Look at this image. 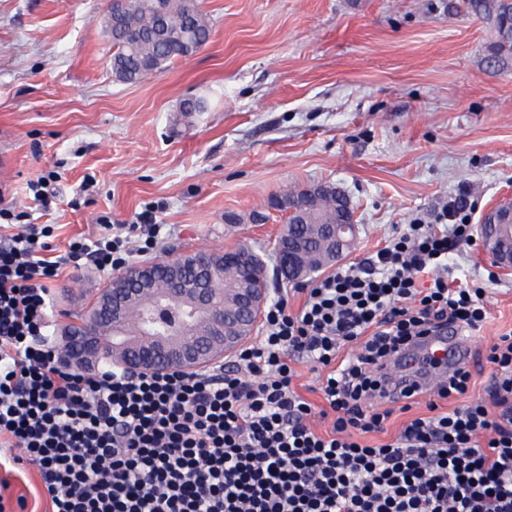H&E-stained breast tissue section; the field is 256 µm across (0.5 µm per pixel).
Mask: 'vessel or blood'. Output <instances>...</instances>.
<instances>
[{
    "mask_svg": "<svg viewBox=\"0 0 512 512\" xmlns=\"http://www.w3.org/2000/svg\"><path fill=\"white\" fill-rule=\"evenodd\" d=\"M472 339L459 329H448L433 336H427L415 346L401 351L397 357V365L392 374L395 378L405 381L407 388L420 391L434 382L437 374L449 373L466 359ZM438 358V371L423 369V359Z\"/></svg>",
    "mask_w": 512,
    "mask_h": 512,
    "instance_id": "obj_1",
    "label": "vessel or blood"
}]
</instances>
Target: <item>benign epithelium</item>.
Instances as JSON below:
<instances>
[{"instance_id": "1", "label": "benign epithelium", "mask_w": 512, "mask_h": 512, "mask_svg": "<svg viewBox=\"0 0 512 512\" xmlns=\"http://www.w3.org/2000/svg\"><path fill=\"white\" fill-rule=\"evenodd\" d=\"M512 231V207L486 214L480 224L482 244L492 263L512 269V249H505L487 235L488 228ZM325 234L334 251L340 254L355 242L357 224L348 219L326 225ZM208 251H199L194 261L195 283L173 280L158 287L155 271L178 272L177 264L154 261L131 267L126 278L109 283L98 297L97 313L82 336L62 330L65 345L63 363L72 369L88 370L107 357L103 330L120 324L130 326L121 337V367L132 373H195L238 351L248 340L264 312L269 289L263 287L265 272L256 269L247 282L232 289L229 300L214 301L216 272L207 260ZM308 255L294 236L278 246V268L288 280H300ZM250 264L243 252L224 254V274L239 278Z\"/></svg>"}]
</instances>
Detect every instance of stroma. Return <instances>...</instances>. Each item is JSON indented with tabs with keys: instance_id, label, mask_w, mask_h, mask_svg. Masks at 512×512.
<instances>
[{
	"instance_id": "stroma-1",
	"label": "stroma",
	"mask_w": 512,
	"mask_h": 512,
	"mask_svg": "<svg viewBox=\"0 0 512 512\" xmlns=\"http://www.w3.org/2000/svg\"><path fill=\"white\" fill-rule=\"evenodd\" d=\"M209 43L135 84L114 81L109 0H0V208L55 225L64 252L154 208L171 231L133 262L245 244L269 255L287 221L272 197L330 182L359 224V262L457 194L472 222L512 198V57L496 56L490 10L467 0H200ZM204 112L183 120L187 99ZM55 173L42 207L29 189ZM267 215L264 223L252 212ZM108 275L64 269L49 334L93 303ZM468 355L473 394L487 347L512 330V270L490 286ZM12 512H48L33 466L0 470Z\"/></svg>"
}]
</instances>
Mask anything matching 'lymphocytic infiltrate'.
<instances>
[{"instance_id":"1","label":"lymphocytic infiltrate","mask_w":512,"mask_h":512,"mask_svg":"<svg viewBox=\"0 0 512 512\" xmlns=\"http://www.w3.org/2000/svg\"><path fill=\"white\" fill-rule=\"evenodd\" d=\"M467 195L361 262L271 301L258 343L205 373L66 369L49 343L48 285L63 266L125 267L155 249L152 210L51 256L50 225L0 208V447L37 468L51 512H512V331L490 345L484 396L459 368L428 392H390L391 359L418 339L485 321L486 282L450 279L475 244ZM322 371L326 407L293 386ZM406 420L377 446L395 413ZM328 419L317 431L314 417Z\"/></svg>"}]
</instances>
